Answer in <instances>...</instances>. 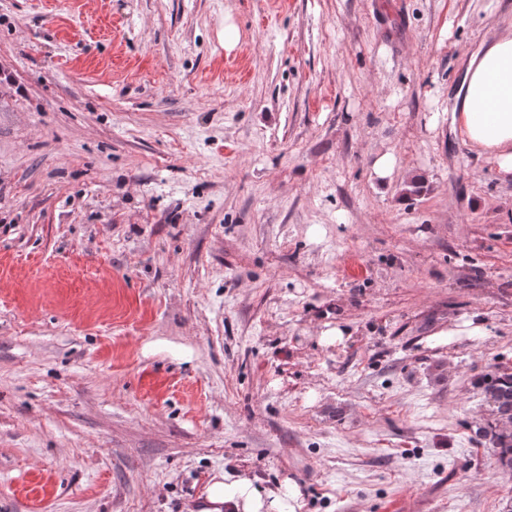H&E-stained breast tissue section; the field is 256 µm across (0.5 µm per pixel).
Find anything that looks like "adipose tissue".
Instances as JSON below:
<instances>
[{"label": "adipose tissue", "instance_id": "ef3b65f1", "mask_svg": "<svg viewBox=\"0 0 512 512\" xmlns=\"http://www.w3.org/2000/svg\"><path fill=\"white\" fill-rule=\"evenodd\" d=\"M452 123L469 146L512 175V23L493 22L467 60ZM297 501L255 486L245 477L217 475L206 489L204 512H296Z\"/></svg>", "mask_w": 512, "mask_h": 512}]
</instances>
